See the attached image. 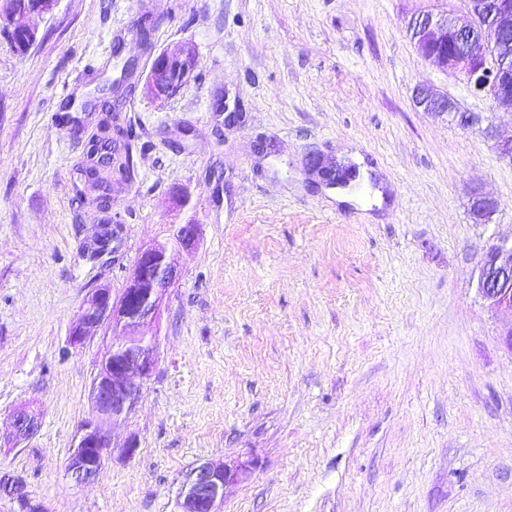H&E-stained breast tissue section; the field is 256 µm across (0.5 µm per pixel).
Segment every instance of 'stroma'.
<instances>
[{"label":"stroma","mask_w":512,"mask_h":512,"mask_svg":"<svg viewBox=\"0 0 512 512\" xmlns=\"http://www.w3.org/2000/svg\"><path fill=\"white\" fill-rule=\"evenodd\" d=\"M464 0H59L21 54L0 34V435L22 406L38 435L0 446V474L45 512H176L199 463L255 459L222 512H512V351L477 290L491 245L512 237V162L479 129L416 108L417 87L512 132L463 76L416 53L418 12ZM155 50L192 43L177 95L143 88ZM133 157L112 194L115 254L89 259L103 215L85 188L104 112ZM345 158L362 187L319 186L309 154ZM497 202L473 223L472 187ZM189 204L174 210V189ZM199 242L160 318L157 371L112 427L100 474L66 464L113 337L69 330L94 289L168 225ZM135 438L126 455L121 445Z\"/></svg>","instance_id":"35a3bbf8"}]
</instances>
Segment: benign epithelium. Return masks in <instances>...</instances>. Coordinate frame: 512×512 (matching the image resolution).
I'll use <instances>...</instances> for the list:
<instances>
[{
	"label": "benign epithelium",
	"instance_id": "7a95c632",
	"mask_svg": "<svg viewBox=\"0 0 512 512\" xmlns=\"http://www.w3.org/2000/svg\"><path fill=\"white\" fill-rule=\"evenodd\" d=\"M59 0H30L24 9H0V27L8 31L15 45L27 47L36 41L33 23L54 11ZM471 20L457 22L453 13L421 12L409 22V32L417 55L440 69L462 74L472 91L490 99L498 111L512 112V0H466ZM197 67L193 47L184 43L166 48L154 58L145 82V92L154 100L168 99L187 87ZM415 106L434 116L452 118L463 129H472L482 118L459 111L448 95L429 87L414 91ZM485 134L494 140L502 158L512 162V134L499 132L488 122ZM474 223H487L496 202L475 188L470 196ZM198 238L194 224H171L162 243L151 244L139 253L126 277L118 300L103 285L92 290L70 333V345L84 344L102 328L125 336L114 343L101 360L90 390V416L78 430L67 475L76 484L95 479L106 455L114 447L110 427L135 407L143 383L153 375L157 359L155 338L140 336L136 329L156 320L164 298L180 278L171 258L176 249L190 250ZM478 292L488 308L512 317V241L492 246L480 266ZM41 428L38 412L21 407L13 413L12 431L5 441L18 447L35 437ZM255 467L247 459L232 465L204 462L184 481L177 501L178 512H219L225 487L248 477Z\"/></svg>",
	"mask_w": 512,
	"mask_h": 512
}]
</instances>
